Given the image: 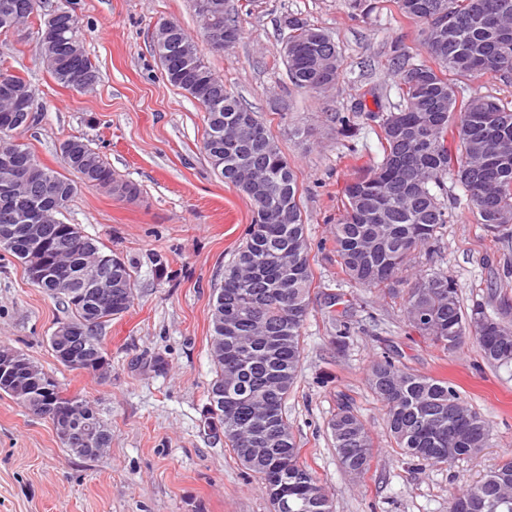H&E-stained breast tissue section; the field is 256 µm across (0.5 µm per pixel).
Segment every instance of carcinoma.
Returning a JSON list of instances; mask_svg holds the SVG:
<instances>
[{"label":"carcinoma","instance_id":"1","mask_svg":"<svg viewBox=\"0 0 512 512\" xmlns=\"http://www.w3.org/2000/svg\"><path fill=\"white\" fill-rule=\"evenodd\" d=\"M42 0H0V31L21 25L39 13ZM399 13L420 25L429 60L415 62L399 49L392 66L399 75V101L382 114V158L358 173L342 190L343 211L332 225L336 263L342 274L364 288H384L403 294L412 331L434 346L453 352L472 338L481 359L491 366L512 363V325L506 321L508 302L492 316L483 304L470 311L462 307L457 283L445 271L421 275L409 288L400 287L399 274L415 253L431 247L449 212L440 195L445 180L463 190L476 223L495 236L512 233V104L493 95L465 96L456 82L462 77L493 75L512 79V0H396ZM283 49L288 78L298 89L314 80L333 82L340 69V52L324 30L288 15ZM172 40L183 41L192 62L164 55L159 59L168 81L195 99L207 123L203 151L212 170L250 201L252 220L245 242L224 268V283L214 294L211 308L210 357L215 377L208 390L224 385V397L208 399L210 418L223 433L224 444L236 460L262 481L273 512L288 503V512H332L314 471L300 461L295 435L283 406L293 391L302 360V330L308 316L313 283L310 244L298 194L297 176L266 125L255 119L256 133L248 141L223 149L224 163L214 155L220 125L229 124L248 108L232 94L213 111L211 92L224 86L202 62L186 31L177 27ZM42 65L61 85L78 89L82 78L99 79L98 67L86 54L80 18L70 12L43 14L35 37ZM33 102L32 90L21 77L0 68V119L13 102ZM223 118L217 124L216 117ZM19 125L0 130V149L16 145L9 164L26 163L29 181L38 191L48 187L58 209L48 213L57 248L67 252L62 266L76 271L84 259L83 246L96 240L71 230L60 215L78 184L110 188L132 201L139 189L119 181L102 156L81 138L60 144L71 179L40 163L24 143L17 142ZM259 167L279 193L263 202L255 199L238 176L243 167ZM288 253V275L281 273V254ZM10 255L29 267L40 258L38 248L18 232L0 240V257ZM113 275L124 284L120 306L111 317L87 300L71 302L48 284L45 294L66 307L65 323L76 328V354L86 353L83 371L97 372L95 363L105 354L98 330L112 317L126 312L135 286L130 267L118 260ZM278 350L266 352L269 339ZM20 362L16 382L1 387L29 411L32 395L44 372L26 354L15 351ZM367 383L382 404L388 436L396 453L428 465H450L485 447L489 428L484 417L470 408L447 381L417 374L384 356L370 367ZM49 401L57 421L72 429H91L99 412L78 395L67 397L57 381ZM328 428L344 471L363 477L375 459L374 441L350 406L339 408ZM448 512H512V457L455 496Z\"/></svg>","mask_w":512,"mask_h":512}]
</instances>
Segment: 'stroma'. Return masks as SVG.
<instances>
[{"label": "stroma", "instance_id": "1", "mask_svg": "<svg viewBox=\"0 0 512 512\" xmlns=\"http://www.w3.org/2000/svg\"><path fill=\"white\" fill-rule=\"evenodd\" d=\"M363 16L350 0H230L243 30L221 52L205 41L192 0H45L81 19L86 53L99 68L94 89L62 87L35 53L36 23L0 32V66L31 86L38 120L19 134L45 166L65 172L60 144L88 141L115 176L141 191L133 201L79 187L63 220L76 224L131 265L130 308L102 327L108 368L61 365L50 336L68 313L35 288L21 264L0 260V344L27 354L67 395L88 400L108 423L112 443L96 458L70 453L51 421L0 394V512H273L261 480L210 437L202 416L214 373L211 305L251 223L249 200L214 174L202 143L200 105L166 79L154 51L164 19L179 22L225 88L257 112L296 172L312 245L314 282L303 329V359L284 412L301 460L319 477L333 512H448V501L512 454V363L487 366L472 342L447 353L411 330L401 299L350 282L328 246L345 183L382 156L367 112L399 99L394 45L426 59L419 26L394 0H372ZM295 15L336 42L341 66L322 93L296 89L283 59L284 19ZM353 114L354 137L336 115ZM459 187L445 203L452 219L403 277L443 270L464 307L495 314L512 302V239L476 224ZM338 304H330V297ZM346 314L349 339L332 343L329 309ZM390 355L414 372L448 381L486 419L485 448L452 465H422L395 454L381 404L367 386L374 359ZM374 439L369 472L351 479L339 465L327 423L343 405Z\"/></svg>", "mask_w": 512, "mask_h": 512}]
</instances>
